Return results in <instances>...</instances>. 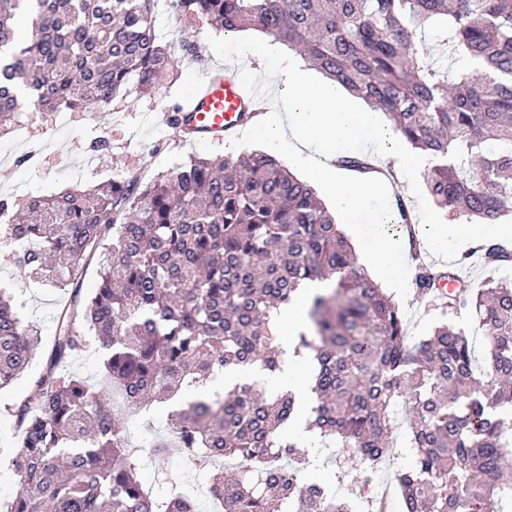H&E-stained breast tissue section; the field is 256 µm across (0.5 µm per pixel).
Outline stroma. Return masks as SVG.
I'll list each match as a JSON object with an SVG mask.
<instances>
[{
  "label": "stroma",
  "instance_id": "35a3bbf8",
  "mask_svg": "<svg viewBox=\"0 0 512 512\" xmlns=\"http://www.w3.org/2000/svg\"><path fill=\"white\" fill-rule=\"evenodd\" d=\"M153 21L162 42L170 46L176 81L162 82L149 97L142 96L136 86H129L121 106L111 105L95 112L71 111L63 119L57 113L37 112L30 105H23L19 118L21 143H8L0 148L7 156L6 162L0 163V195L22 200L31 195L50 196L70 189L88 191L103 180L119 179L137 170L151 175L166 173L192 157H225L255 150V143L246 135L230 143L186 144L176 129L159 123L157 115L168 111L177 99L187 97L202 76V68L191 61L181 47L182 40L192 37L208 55L210 65H233L247 82L262 85L267 91L266 106L270 114L283 116L274 73L275 58L258 52L259 45L266 43V36L245 30L228 39L222 31L207 25L189 28L173 8L172 0H155ZM102 133L109 138L110 151L101 159V171L72 175V168L81 165L88 156L87 142ZM26 141L43 146L40 164L22 162V144ZM15 249V244L0 241V288L11 292L15 303L21 306L22 318L35 323L42 342L50 343L65 296L58 289L26 277L10 260ZM427 258L439 270L458 268L460 276L476 288L489 280L512 277V265L495 267L473 259L465 261L460 254H451L442 248L428 251ZM399 308L405 316L407 334L414 341L430 335L442 321L439 311L425 297L414 296L400 303ZM110 403L129 441L139 447L149 446L165 435L168 416L178 406L177 401L171 400L151 406L148 413L134 416L125 408L119 394H112ZM14 434L13 421L0 415V512H7L18 490L17 477L10 465L16 451ZM338 452L334 443L316 445L302 477L308 482L327 485L332 493L349 501L353 507H360L363 468L354 466L343 482L333 481ZM160 468L182 472V490L195 501L198 512H213L205 467L189 463L181 451L173 447L164 456L144 464L140 471L144 487L152 486L155 472Z\"/></svg>",
  "mask_w": 512,
  "mask_h": 512
}]
</instances>
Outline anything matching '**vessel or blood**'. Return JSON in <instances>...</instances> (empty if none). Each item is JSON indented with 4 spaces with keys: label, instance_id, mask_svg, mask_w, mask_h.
<instances>
[{
    "label": "vessel or blood",
    "instance_id": "obj_1",
    "mask_svg": "<svg viewBox=\"0 0 512 512\" xmlns=\"http://www.w3.org/2000/svg\"><path fill=\"white\" fill-rule=\"evenodd\" d=\"M261 94L259 86L244 84L235 68L215 69L196 88L183 113V126L197 141L239 136L249 127L251 101Z\"/></svg>",
    "mask_w": 512,
    "mask_h": 512
}]
</instances>
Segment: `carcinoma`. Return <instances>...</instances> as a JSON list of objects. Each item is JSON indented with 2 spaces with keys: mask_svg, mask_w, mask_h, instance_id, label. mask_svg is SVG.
Returning a JSON list of instances; mask_svg holds the SVG:
<instances>
[{
  "mask_svg": "<svg viewBox=\"0 0 512 512\" xmlns=\"http://www.w3.org/2000/svg\"><path fill=\"white\" fill-rule=\"evenodd\" d=\"M28 2L29 33L15 20ZM153 0H0V132L20 110L17 83L42 112L121 103L135 83L147 94L170 73ZM189 24L251 29L300 50L308 63L387 114L414 147L439 159L425 178L443 210L492 223L512 207V0H175ZM339 166L375 169L367 157ZM30 220L0 227L25 249L14 263L70 292L42 369L18 403L11 460L19 488L10 512H197L174 492L182 475L157 471L153 491L137 473L107 402L118 388L140 413L206 383L227 366L274 373L284 351L274 310L306 282L328 287L308 301L297 351L311 358L314 398L307 429L342 448L338 480L361 459L372 471L393 450L395 407H409L415 450L396 475L406 512H501L512 500L502 448L512 422V282L472 288L452 269L434 272L412 241L415 285L444 315L476 311L487 349L482 375L463 332L443 323L410 345L399 307L357 263L316 192L274 156L194 157L146 181L135 173L89 193L25 201ZM98 288L81 279L97 253ZM487 264L512 252L480 244ZM458 283L444 291L442 280ZM95 342L106 351L100 383L69 364ZM41 338L0 292V389L28 369ZM292 394L243 383L172 411L177 447L199 461L241 457L267 476L219 471L210 494L224 512H348L307 483L309 451L282 432Z\"/></svg>",
  "mask_w": 512,
  "mask_h": 512,
  "instance_id": "carcinoma-1",
  "label": "carcinoma"
}]
</instances>
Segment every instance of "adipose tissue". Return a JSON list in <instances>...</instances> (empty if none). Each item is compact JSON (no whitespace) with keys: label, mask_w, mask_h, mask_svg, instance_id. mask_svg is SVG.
<instances>
[{"label":"adipose tissue","mask_w":512,"mask_h":512,"mask_svg":"<svg viewBox=\"0 0 512 512\" xmlns=\"http://www.w3.org/2000/svg\"><path fill=\"white\" fill-rule=\"evenodd\" d=\"M276 74L288 110L276 125L270 124L266 116H259L252 129L253 138L266 145L310 149L306 158L309 179L329 187V203L349 220L362 256L371 259L375 271L382 274L396 296H405L406 262L401 244L389 233L393 219L388 210L369 207L375 195L383 193V186L349 177L335 166L334 159L343 146L353 143L380 157L385 166L402 168L409 175L426 166L425 156L406 151L400 133L382 124L376 113L356 106L340 85L313 78L293 57L278 55ZM506 235L512 236L511 225L436 224L425 233L424 242L431 248L442 241L454 252ZM316 288V283H307L290 304L275 311L279 343L285 355L282 371L271 376L275 389L293 392L297 419L289 433L296 442L309 447L315 444L306 429L312 399L307 386L297 380L307 360L296 355L295 339L305 327L307 301Z\"/></svg>","instance_id":"obj_1"}]
</instances>
